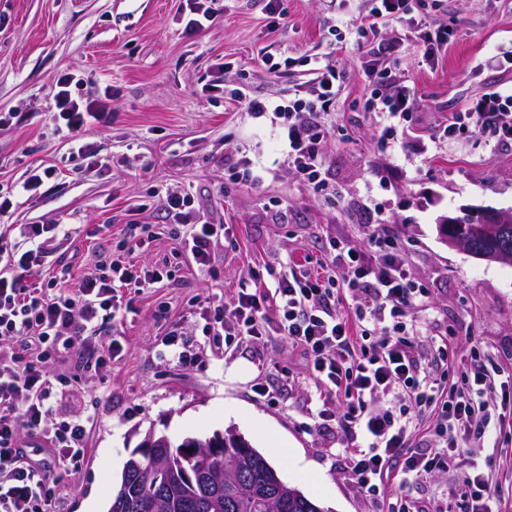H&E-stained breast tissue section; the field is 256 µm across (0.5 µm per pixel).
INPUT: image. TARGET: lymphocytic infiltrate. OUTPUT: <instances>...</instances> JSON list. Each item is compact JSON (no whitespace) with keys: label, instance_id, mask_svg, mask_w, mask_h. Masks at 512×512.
Segmentation results:
<instances>
[{"label":"lymphocytic infiltrate","instance_id":"1","mask_svg":"<svg viewBox=\"0 0 512 512\" xmlns=\"http://www.w3.org/2000/svg\"><path fill=\"white\" fill-rule=\"evenodd\" d=\"M407 0H371L355 31L354 45L363 58L369 89L365 106L379 117L381 140L414 132L416 106L408 70L391 64L400 38L383 42L382 28L411 21L429 66L453 36L448 27H432L426 15H406ZM314 97L295 93L288 100L259 98L238 87L231 101L253 118L274 114L278 157L313 191L332 195L336 188L326 168L325 148L331 131L327 118L344 83L335 66L314 62ZM68 77L57 80L54 118L69 132L112 121L109 103L73 98ZM481 136L486 146L512 140V85L484 94L474 106L449 113L437 137ZM164 211L173 223L190 225L179 235L181 254L197 266H209L213 246L225 235L221 224L201 220L191 197L166 191ZM16 243L0 241V335L20 339L29 357H0V512H55L56 493L48 466L30 461L20 443L22 432L43 434L44 452L80 460L85 452L89 419L62 422L43 433L53 414V382L42 368L46 353L89 362L86 340L96 335L101 312H119L124 292L155 287L161 269L115 260L101 265L79 288L48 287L33 292L22 286L25 273L40 266L42 238L50 224H20ZM319 267L290 265L278 276L273 292L257 295L237 289L214 318L215 335L277 336L302 347L311 361V376L336 399L334 408L316 416L336 422L351 457L349 476L378 505L377 512H424L411 496L414 484L435 474L462 469L467 504L462 512H500L501 491L491 490L484 464L472 459L469 443L485 436L488 419L484 397L494 389L512 390V373L498 382L484 370L479 353L463 358L452 338L432 340L429 359H422L410 337L413 312L427 306L429 290L415 281L400 240L387 225H376L366 247L329 238ZM365 294V305L344 314L337 306L346 295ZM459 382H452V375ZM399 473L398 489L387 493L386 480Z\"/></svg>","mask_w":512,"mask_h":512}]
</instances>
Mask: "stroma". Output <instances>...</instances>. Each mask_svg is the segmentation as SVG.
<instances>
[{"mask_svg": "<svg viewBox=\"0 0 512 512\" xmlns=\"http://www.w3.org/2000/svg\"><path fill=\"white\" fill-rule=\"evenodd\" d=\"M370 5L283 0V15L273 18L265 0H214L215 21L188 37L186 0H0V113L17 117L0 130V195L13 201L0 238L14 239V224L69 231L46 239L45 263L23 286L42 288L61 274L75 289L100 259L129 255L165 273L159 287L133 294L116 316L100 320L91 342L104 365H47L64 381L51 392L46 429L93 417L83 460L52 463L59 512H108L130 452L150 430L177 444L236 431L289 486L330 512H374L338 453L344 433L310 415L321 401L303 349L282 338L224 341L200 314L229 301L252 273L273 285L287 261L316 254L327 237L360 246L374 224L388 222L430 293L428 308L414 313L426 329L414 337L418 350L449 331L461 351L479 347L488 374L512 370V266L448 249L437 233L439 216L462 207L512 211V144L490 150L476 136L431 140L449 112L512 84V67L490 63L512 49V0H438L431 7L432 25L454 35L434 68L419 41L402 46L419 132L384 143L364 106L360 54L338 43ZM267 52L279 64L276 73L256 65ZM314 57L344 76L326 153L340 200L326 201L281 170L260 189L230 180L225 157L242 150L267 161L276 148L270 119L251 117L229 101L230 90L245 84L261 98L310 90L305 61ZM62 75L71 77L73 97L112 93L111 124L83 134L91 157L77 154L53 117ZM46 168L57 173L56 187L28 196L24 182ZM171 187L190 193L209 223L230 228L208 267L177 253L182 227L166 217L161 199ZM143 200L152 208L129 225V209ZM175 326L194 363L173 360L168 333ZM115 341L122 350L113 358ZM471 451L490 459L491 486L512 484V442L483 438Z\"/></svg>", "mask_w": 512, "mask_h": 512, "instance_id": "obj_1", "label": "stroma"}]
</instances>
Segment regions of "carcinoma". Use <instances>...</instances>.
<instances>
[{
    "label": "carcinoma",
    "mask_w": 512,
    "mask_h": 512,
    "mask_svg": "<svg viewBox=\"0 0 512 512\" xmlns=\"http://www.w3.org/2000/svg\"><path fill=\"white\" fill-rule=\"evenodd\" d=\"M141 475L128 477V494L114 497L109 512H330L285 483L276 469L243 437H228L218 458L184 460L175 445L162 463L140 458ZM185 467L191 478L176 488L166 470Z\"/></svg>",
    "instance_id": "obj_1"
}]
</instances>
